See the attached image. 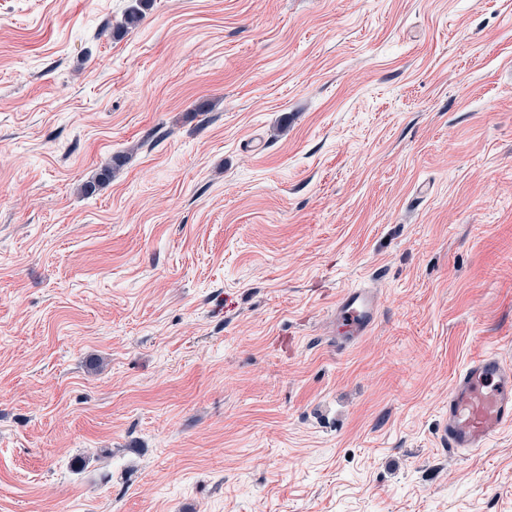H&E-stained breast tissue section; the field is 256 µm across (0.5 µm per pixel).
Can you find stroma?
I'll return each instance as SVG.
<instances>
[{
	"label": "stroma",
	"instance_id": "1",
	"mask_svg": "<svg viewBox=\"0 0 512 512\" xmlns=\"http://www.w3.org/2000/svg\"><path fill=\"white\" fill-rule=\"evenodd\" d=\"M131 3L0 0V512H512L437 435L512 364V0ZM378 311L379 298L375 288L363 285L348 288L336 299L329 331L337 343L353 342L371 331Z\"/></svg>",
	"mask_w": 512,
	"mask_h": 512
}]
</instances>
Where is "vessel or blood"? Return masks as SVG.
<instances>
[{
  "label": "vessel or blood",
  "instance_id": "1",
  "mask_svg": "<svg viewBox=\"0 0 512 512\" xmlns=\"http://www.w3.org/2000/svg\"><path fill=\"white\" fill-rule=\"evenodd\" d=\"M379 311L376 289L357 286L336 299L329 330L337 343L367 335ZM512 429V365L493 353L470 359L448 391V412L438 434L441 443L465 455L486 447L497 433Z\"/></svg>",
  "mask_w": 512,
  "mask_h": 512
}]
</instances>
